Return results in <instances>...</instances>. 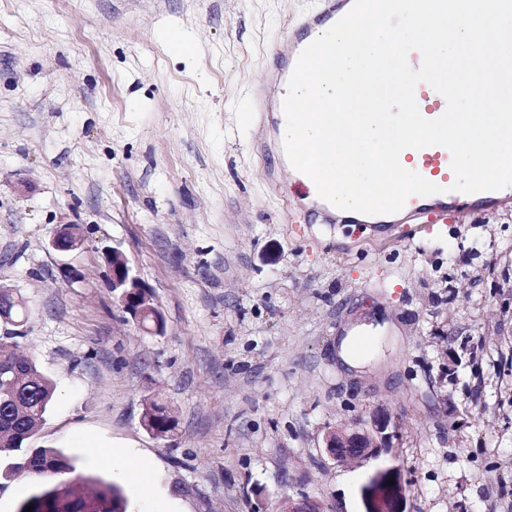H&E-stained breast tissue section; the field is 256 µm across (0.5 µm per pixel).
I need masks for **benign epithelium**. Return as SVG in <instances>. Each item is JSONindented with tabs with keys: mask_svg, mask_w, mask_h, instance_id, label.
Returning <instances> with one entry per match:
<instances>
[{
	"mask_svg": "<svg viewBox=\"0 0 512 512\" xmlns=\"http://www.w3.org/2000/svg\"><path fill=\"white\" fill-rule=\"evenodd\" d=\"M112 271V291L117 293L121 305L127 304L129 293L144 287V283L132 275L125 255L112 250L109 255ZM392 413L384 406L376 407L369 420L350 427L332 428L323 437L327 456L338 463L357 462L371 466L368 481L362 487L364 512H406V485L401 469L385 466L379 459L389 447L392 437ZM393 484H388V481ZM276 512H323V506L306 496L294 500L283 498Z\"/></svg>",
	"mask_w": 512,
	"mask_h": 512,
	"instance_id": "7a95c632",
	"label": "benign epithelium"
}]
</instances>
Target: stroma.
<instances>
[{
    "label": "stroma",
    "instance_id": "obj_1",
    "mask_svg": "<svg viewBox=\"0 0 512 512\" xmlns=\"http://www.w3.org/2000/svg\"><path fill=\"white\" fill-rule=\"evenodd\" d=\"M317 0H0V283L55 394L28 449L118 484L126 512H363L322 440L383 405L408 512H512V202L447 224L321 223L249 116ZM181 31L186 55L168 36ZM206 81H199V74ZM67 224L84 241L58 252ZM117 249L165 331L116 302ZM370 332L346 369L336 344ZM177 422L144 426L146 401ZM148 464L120 480L103 455ZM0 454V512L40 485Z\"/></svg>",
    "mask_w": 512,
    "mask_h": 512
}]
</instances>
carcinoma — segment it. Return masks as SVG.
I'll use <instances>...</instances> for the list:
<instances>
[{
  "label": "carcinoma",
  "instance_id": "1",
  "mask_svg": "<svg viewBox=\"0 0 512 512\" xmlns=\"http://www.w3.org/2000/svg\"><path fill=\"white\" fill-rule=\"evenodd\" d=\"M21 383L10 393L0 396V453L22 452V445L35 432L49 410L54 387L36 362L22 359ZM167 408L152 401L147 404L145 418L150 432L164 438L175 426L168 424ZM24 463L34 467L32 475L43 480V486L25 499L18 512H125V498L114 485L103 484L90 498L75 494L70 477L76 467L53 448H37L25 455ZM32 505L27 511L25 507Z\"/></svg>",
  "mask_w": 512,
  "mask_h": 512
}]
</instances>
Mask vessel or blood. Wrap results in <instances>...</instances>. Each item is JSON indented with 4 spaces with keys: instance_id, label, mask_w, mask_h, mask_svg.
<instances>
[{
    "instance_id": "vessel-or-blood-1",
    "label": "vessel or blood",
    "mask_w": 512,
    "mask_h": 512,
    "mask_svg": "<svg viewBox=\"0 0 512 512\" xmlns=\"http://www.w3.org/2000/svg\"><path fill=\"white\" fill-rule=\"evenodd\" d=\"M354 0H320V5L294 25L288 36L285 49H272L270 53L269 86L278 89L277 96H270L267 88L258 89L252 99V109L271 115L272 124H279L284 115L283 101L287 94L289 78L301 52L310 45L319 32L333 26L347 14ZM416 98L421 114L427 118L440 116L446 107L444 98L428 84H419ZM420 175L444 186L441 194L430 196L413 195L407 198L403 208L391 216L392 223L410 224L421 218L432 224H443L460 207H476L512 197V186L497 191H481L464 194L451 191V155L441 146H430L421 150H410L408 155Z\"/></svg>"
}]
</instances>
